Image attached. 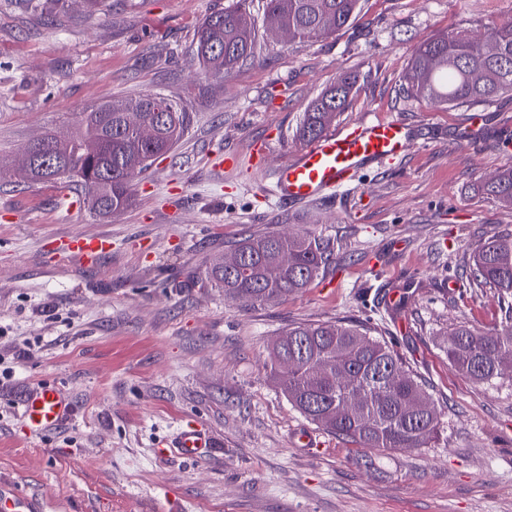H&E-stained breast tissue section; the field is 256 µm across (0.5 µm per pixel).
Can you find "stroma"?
Listing matches in <instances>:
<instances>
[{
    "instance_id": "1",
    "label": "stroma",
    "mask_w": 512,
    "mask_h": 512,
    "mask_svg": "<svg viewBox=\"0 0 512 512\" xmlns=\"http://www.w3.org/2000/svg\"><path fill=\"white\" fill-rule=\"evenodd\" d=\"M236 0H0V489L41 512H512V377L477 383L440 348L459 325L500 328L494 289L467 274L473 253L512 234V207L478 186L512 163V96L444 108L408 97L414 48L450 31L512 20V0H361L355 21L307 44L267 34L256 58L204 76L193 55L212 12ZM343 72L359 91L333 130L397 119L416 139L362 171L335 201L289 204L268 171L300 148L304 108ZM156 93L192 116L185 139L130 185L109 218L67 210L55 181L13 163L93 106ZM269 148L265 171L218 179L213 161ZM329 240L333 261L303 292L246 307L195 282L262 232ZM107 237L93 267L53 242ZM366 323L394 343L441 419L428 448L378 451L295 410L267 368L289 327ZM72 405L28 434L20 414L41 385ZM193 423L200 459L158 457ZM316 438L312 447L300 433Z\"/></svg>"
}]
</instances>
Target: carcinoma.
<instances>
[{
    "instance_id": "obj_1",
    "label": "carcinoma",
    "mask_w": 512,
    "mask_h": 512,
    "mask_svg": "<svg viewBox=\"0 0 512 512\" xmlns=\"http://www.w3.org/2000/svg\"><path fill=\"white\" fill-rule=\"evenodd\" d=\"M265 26L282 27L300 41L317 42L347 27L361 0H263ZM478 38L466 29L420 43L403 76L407 92L450 108L512 93V21L495 24ZM259 27L246 0L210 14L200 26L194 55L207 74H228L254 57ZM357 90L343 72L312 100L300 122V139L323 137ZM191 124L182 105L160 95L113 101L85 113L74 130L41 138L37 155H22L31 181H63L81 190L92 213L109 217L128 208L133 178L172 150ZM154 128L146 138L142 130ZM480 191L512 205V165ZM244 256L230 272L217 259L202 284L246 305L269 304L308 287L333 259L330 243L309 235L267 232L236 247ZM471 274L495 289L506 324L494 331L460 325L448 333V362L478 383L512 368V236L494 237L472 257ZM270 372L288 402L305 418L363 448H425L437 438L434 403L412 369L389 342L361 325L341 322L288 328L272 343ZM359 409L351 410L353 398Z\"/></svg>"
}]
</instances>
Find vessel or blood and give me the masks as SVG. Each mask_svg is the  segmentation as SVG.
<instances>
[{
  "mask_svg": "<svg viewBox=\"0 0 512 512\" xmlns=\"http://www.w3.org/2000/svg\"><path fill=\"white\" fill-rule=\"evenodd\" d=\"M412 143V132L399 121L363 120L302 148L292 162L277 170L272 192L286 202L331 196L352 185L368 166L391 162L405 154ZM110 247L105 238L75 237L69 240L64 253L86 266ZM67 412L68 404L60 391L44 385L25 402L21 420L27 432L38 434L57 426ZM209 446L206 433L190 425L163 442L157 453L162 457L174 454L196 459Z\"/></svg>",
  "mask_w": 512,
  "mask_h": 512,
  "instance_id": "obj_1",
  "label": "vessel or blood"
}]
</instances>
